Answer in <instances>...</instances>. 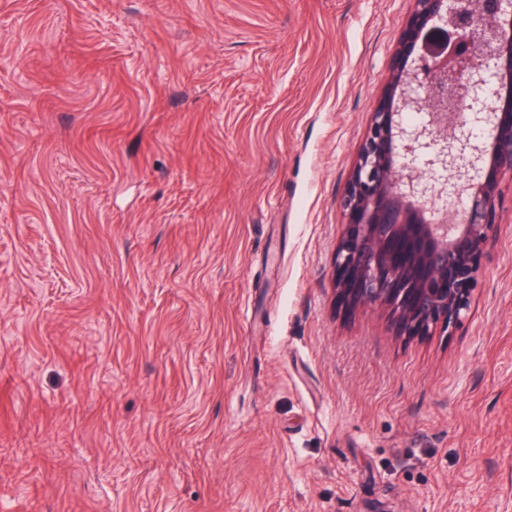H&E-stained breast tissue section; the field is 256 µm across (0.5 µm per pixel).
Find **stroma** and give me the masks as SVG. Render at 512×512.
I'll return each instance as SVG.
<instances>
[{
  "instance_id": "obj_1",
  "label": "stroma",
  "mask_w": 512,
  "mask_h": 512,
  "mask_svg": "<svg viewBox=\"0 0 512 512\" xmlns=\"http://www.w3.org/2000/svg\"><path fill=\"white\" fill-rule=\"evenodd\" d=\"M413 0H0V512H512V171L467 316L341 305Z\"/></svg>"
}]
</instances>
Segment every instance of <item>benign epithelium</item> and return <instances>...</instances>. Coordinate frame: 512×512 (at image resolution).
Masks as SVG:
<instances>
[{
	"mask_svg": "<svg viewBox=\"0 0 512 512\" xmlns=\"http://www.w3.org/2000/svg\"><path fill=\"white\" fill-rule=\"evenodd\" d=\"M435 24L446 27L447 42H419ZM506 75L512 0H414L340 201L347 224L334 275L346 306H386L410 336L446 331L468 312L496 223L497 175L512 170ZM410 110L424 121L407 124ZM462 183L460 211L451 197ZM447 196L448 206L436 205Z\"/></svg>",
	"mask_w": 512,
	"mask_h": 512,
	"instance_id": "1",
	"label": "benign epithelium"
}]
</instances>
